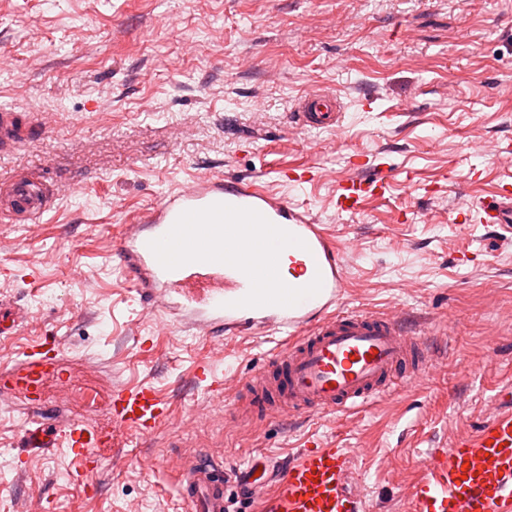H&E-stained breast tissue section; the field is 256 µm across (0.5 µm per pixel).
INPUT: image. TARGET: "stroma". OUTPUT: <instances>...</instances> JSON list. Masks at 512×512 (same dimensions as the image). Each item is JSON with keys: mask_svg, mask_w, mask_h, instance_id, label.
<instances>
[{"mask_svg": "<svg viewBox=\"0 0 512 512\" xmlns=\"http://www.w3.org/2000/svg\"><path fill=\"white\" fill-rule=\"evenodd\" d=\"M314 90L341 101V134L293 122ZM2 104L35 114L42 133L0 158V183L28 176L58 195L35 226L0 217V305L30 316L0 340V369L53 337L67 370L108 392L151 382L173 411L145 442L114 434L84 489L67 478L66 449L20 464L31 409L0 398V512L37 500L57 512H184L176 470L148 473L141 459L205 458L234 473L260 455L280 465L313 433L348 448L364 512H408L431 456L498 409L512 383V241L460 231L452 217L512 180L498 153L512 146V0H0ZM355 153L414 181L396 178L386 199L340 217L331 196ZM298 165L321 179L288 199L345 249L339 310L403 308L431 334V366L347 417L230 426L246 381L287 334L202 332L190 314L136 296L114 247L196 174L270 184ZM403 211L412 218L397 223ZM483 245L485 265H459ZM202 361L222 391L194 378Z\"/></svg>", "mask_w": 512, "mask_h": 512, "instance_id": "1", "label": "stroma"}]
</instances>
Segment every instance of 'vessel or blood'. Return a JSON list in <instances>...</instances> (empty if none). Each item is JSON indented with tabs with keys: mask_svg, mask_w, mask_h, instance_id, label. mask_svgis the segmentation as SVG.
Instances as JSON below:
<instances>
[{
	"mask_svg": "<svg viewBox=\"0 0 512 512\" xmlns=\"http://www.w3.org/2000/svg\"><path fill=\"white\" fill-rule=\"evenodd\" d=\"M18 106L0 107V157L19 150L38 130L18 124ZM297 120L306 127L341 130L335 95H305ZM313 168L280 170L287 187L313 184ZM391 170L376 155L361 153L334 189L338 215H359L368 201L384 198ZM53 194L34 180H14L0 196L6 211L29 221L49 210ZM455 224L496 227L512 233V183L491 197L457 209ZM288 237L295 251L289 277L271 249L272 236ZM121 263L151 297L175 296L194 308L196 325L239 330L267 324L284 330L288 347L249 380L253 401L239 417L271 414H333L346 417L388 394L398 383L420 379L430 353L422 332L403 317L338 311L348 286L344 252L309 210L246 178L202 174L166 193L160 203L129 225L117 246ZM60 373L57 347L36 345L16 366L0 372V392L21 389L35 413L18 432L24 451L66 449L76 476L97 470V449L112 445L120 427L146 438L171 415V403L153 385L115 388L106 407L108 427L95 428L45 409L42 386ZM500 409L475 431L452 439L435 453L425 475L412 485V512H512V386L500 390ZM249 485L275 479L265 512H363L351 489L346 449L314 438L277 476L265 459L251 460ZM229 477L208 460L185 463L178 479L186 512H230Z\"/></svg>",
	"mask_w": 512,
	"mask_h": 512,
	"instance_id": "obj_1",
	"label": "vessel or blood"
}]
</instances>
